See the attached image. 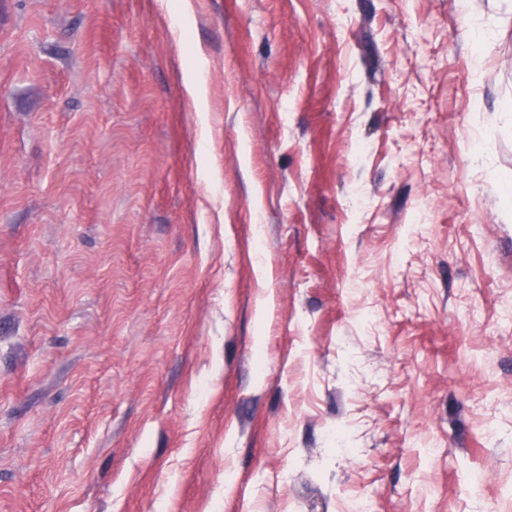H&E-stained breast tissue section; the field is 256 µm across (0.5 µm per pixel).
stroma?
Here are the masks:
<instances>
[{
	"mask_svg": "<svg viewBox=\"0 0 512 512\" xmlns=\"http://www.w3.org/2000/svg\"><path fill=\"white\" fill-rule=\"evenodd\" d=\"M508 175L512 0H0V512H512Z\"/></svg>",
	"mask_w": 512,
	"mask_h": 512,
	"instance_id": "obj_1",
	"label": "stroma"
}]
</instances>
